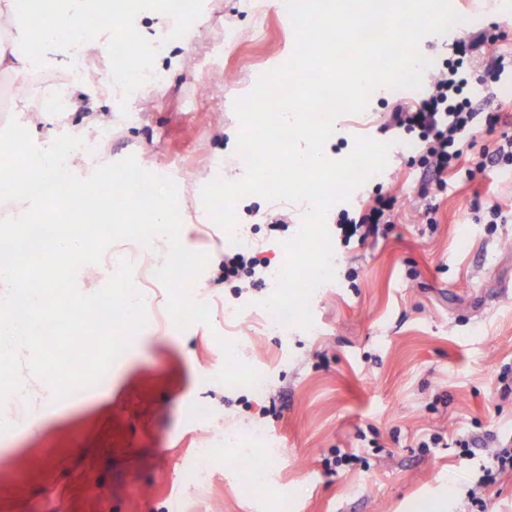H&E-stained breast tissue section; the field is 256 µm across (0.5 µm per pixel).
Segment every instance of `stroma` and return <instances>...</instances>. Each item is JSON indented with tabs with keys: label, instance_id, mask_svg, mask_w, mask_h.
<instances>
[{
	"label": "stroma",
	"instance_id": "1",
	"mask_svg": "<svg viewBox=\"0 0 512 512\" xmlns=\"http://www.w3.org/2000/svg\"><path fill=\"white\" fill-rule=\"evenodd\" d=\"M462 23L454 35L500 33L512 52V0H456ZM281 0H166L150 14H133L139 47L105 46L88 71L72 79L77 110L48 113L33 70L0 73V127L16 119L31 137L82 135L86 119L112 120L98 160L135 156L146 170H179L178 205L194 252L212 263L244 236L269 269L282 267L284 241L299 231L305 205L249 195L235 205L227 231L204 208L200 191L212 169L243 172L236 153V99L258 76L286 63L293 27ZM166 75L164 85L136 93L120 88L124 69ZM473 100L501 105L495 130L477 125L476 148L512 133V65L497 71L477 60ZM415 96L375 89L365 112L344 115L324 146L327 158L346 157L359 137L390 143L387 163L358 188L356 201L329 210L333 280L309 298L313 324L268 333L262 300L277 287L265 278L234 290L214 284V269L197 279L211 325L175 326L159 281L137 278L152 298L145 326L113 363L107 380L53 402L34 436L16 435L0 452V512H463L478 461L454 449L423 454L410 445L419 429L449 436L472 427L512 436V397L500 399L494 379L512 362V222L488 233L485 207L512 212V167H487L475 181L448 178L431 188L437 204L428 230L420 197L425 181L400 148L404 132L385 129L388 112ZM392 191L397 219L375 242H344L336 222L356 214L378 188ZM287 215L286 230L271 221ZM261 371L267 390L215 382L225 355ZM283 393L281 413L269 396ZM206 403L211 416L196 417ZM437 411H429V403ZM374 427L379 449L360 448L358 431ZM263 430L276 447H241ZM209 451L202 484L189 480L197 451ZM361 449L367 466L326 474L333 449Z\"/></svg>",
	"mask_w": 512,
	"mask_h": 512
}]
</instances>
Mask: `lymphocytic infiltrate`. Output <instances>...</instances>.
Returning a JSON list of instances; mask_svg holds the SVG:
<instances>
[{
    "label": "lymphocytic infiltrate",
    "mask_w": 512,
    "mask_h": 512,
    "mask_svg": "<svg viewBox=\"0 0 512 512\" xmlns=\"http://www.w3.org/2000/svg\"><path fill=\"white\" fill-rule=\"evenodd\" d=\"M499 38L494 34H480L459 41L457 57L450 61L446 70L435 74L429 81L423 96L414 105L397 107L390 114V127L416 135L420 144L417 164L422 168L428 184L444 186L449 172H460V162L473 144L466 136L477 116L474 101L466 89L471 73L465 66L468 51L485 46H497ZM396 220L394 198L390 194H377L368 212L353 219L342 215L337 228L344 239L358 238L367 241L386 234ZM268 266L249 251L230 252L217 265L216 282L237 281L262 282ZM419 448H456L463 457H475L477 450L490 448L487 464L482 465L481 474L467 497L476 512H487L488 505L482 497L483 491L496 483L501 473L512 471V437L498 438L490 431L473 433L463 431L448 438L436 432H425L415 439Z\"/></svg>",
    "instance_id": "obj_1"
}]
</instances>
